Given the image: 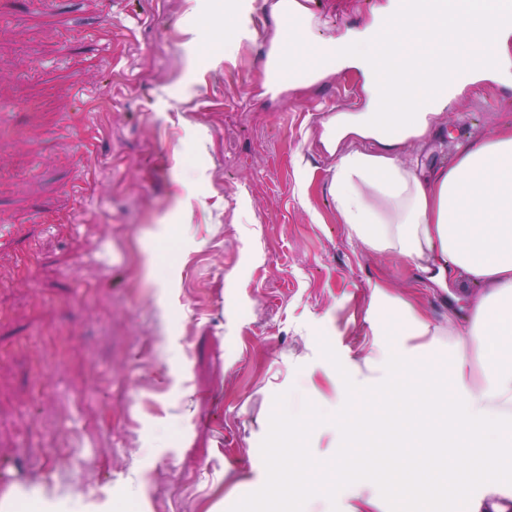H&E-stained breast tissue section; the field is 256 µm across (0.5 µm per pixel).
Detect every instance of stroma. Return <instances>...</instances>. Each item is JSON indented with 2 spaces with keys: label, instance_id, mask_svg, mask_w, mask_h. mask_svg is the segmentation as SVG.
Returning a JSON list of instances; mask_svg holds the SVG:
<instances>
[{
  "label": "stroma",
  "instance_id": "35a3bbf8",
  "mask_svg": "<svg viewBox=\"0 0 512 512\" xmlns=\"http://www.w3.org/2000/svg\"><path fill=\"white\" fill-rule=\"evenodd\" d=\"M310 45L365 28L383 0H320ZM270 0H0V460L19 490L0 512H229L260 489L274 398L328 418L344 377L397 349L384 281L432 324L465 323L482 289L420 285L352 242L330 193L318 116L363 87L332 68L265 87ZM68 120L85 141L74 155ZM512 124V71L446 108L402 159L454 164ZM327 339L340 359L319 347ZM303 512H389L363 480Z\"/></svg>",
  "mask_w": 512,
  "mask_h": 512
}]
</instances>
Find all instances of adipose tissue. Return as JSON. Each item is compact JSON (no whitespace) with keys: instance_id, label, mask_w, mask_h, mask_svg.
<instances>
[{"instance_id":"adipose-tissue-1","label":"adipose tissue","mask_w":512,"mask_h":512,"mask_svg":"<svg viewBox=\"0 0 512 512\" xmlns=\"http://www.w3.org/2000/svg\"><path fill=\"white\" fill-rule=\"evenodd\" d=\"M504 12L512 13V0H447L441 12L412 15L388 5L356 37L320 46L366 75L387 66L384 85H364L368 111L337 114L321 138L336 160L331 194L350 240L402 260L442 292L458 287L463 275L486 287L468 324L445 330L387 283L373 291L374 302L399 310L406 335L429 337L434 347L442 345L441 334L455 338L446 345L452 391L442 399L421 389L411 411L449 422L451 452L464 462L455 474L463 495L473 459L489 473L512 460V125L462 148L454 166L428 174L399 158L397 149L429 136L459 94L442 77L444 62L472 57L480 80L512 63V25L494 23ZM381 115L391 116L397 132L380 127ZM472 349L482 359L478 382L470 373Z\"/></svg>"}]
</instances>
